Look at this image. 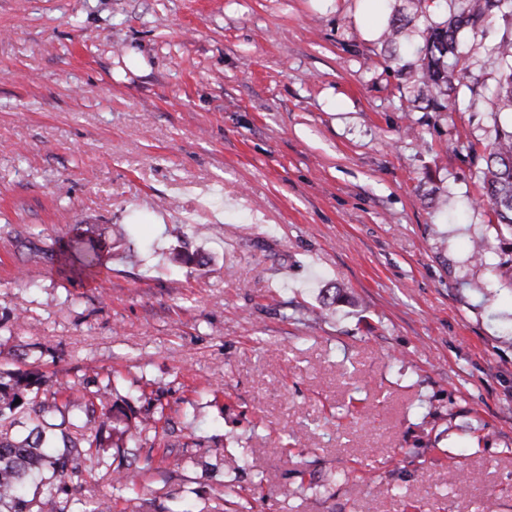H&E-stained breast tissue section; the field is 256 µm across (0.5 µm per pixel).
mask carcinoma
Returning a JSON list of instances; mask_svg holds the SVG:
<instances>
[{
  "label": "carcinoma",
  "instance_id": "1",
  "mask_svg": "<svg viewBox=\"0 0 512 512\" xmlns=\"http://www.w3.org/2000/svg\"><path fill=\"white\" fill-rule=\"evenodd\" d=\"M405 2L409 11L393 13L385 32L383 43L392 46L389 60L400 64L399 75L411 77L408 89L414 98L427 100L436 112H451L456 99L450 93L469 87L468 68L460 65V35L492 24L504 0H457V8L436 18L428 13L427 0ZM418 18L424 19L425 27L423 44L417 47L413 22ZM487 56L503 64L505 72L491 93V105L499 111L512 108V38L490 47ZM481 158L482 196L497 228L512 233V127L495 128ZM55 254L61 273L96 278L105 268L102 242L77 225L71 236L57 241ZM117 385L114 376L104 384L73 381L51 389L36 366L0 370V512H32L28 480L44 469L52 471L56 482L46 487L38 512H111L108 503L81 504L69 497V491L93 479L106 444L120 449L141 440L145 427L137 412L126 400H111ZM112 475L120 488L132 490L137 485L136 475L127 471L121 458Z\"/></svg>",
  "mask_w": 512,
  "mask_h": 512
}]
</instances>
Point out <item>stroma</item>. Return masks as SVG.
<instances>
[{
	"label": "stroma",
	"mask_w": 512,
	"mask_h": 512,
	"mask_svg": "<svg viewBox=\"0 0 512 512\" xmlns=\"http://www.w3.org/2000/svg\"><path fill=\"white\" fill-rule=\"evenodd\" d=\"M361 4L0 0V368L120 373L181 460L146 430L124 451L136 491L103 467L77 497L512 512V284L491 270L512 234L470 158L512 124L484 53L512 8L467 34L473 87L434 112ZM76 224L106 247L97 278L47 258Z\"/></svg>",
	"instance_id": "stroma-1"
}]
</instances>
